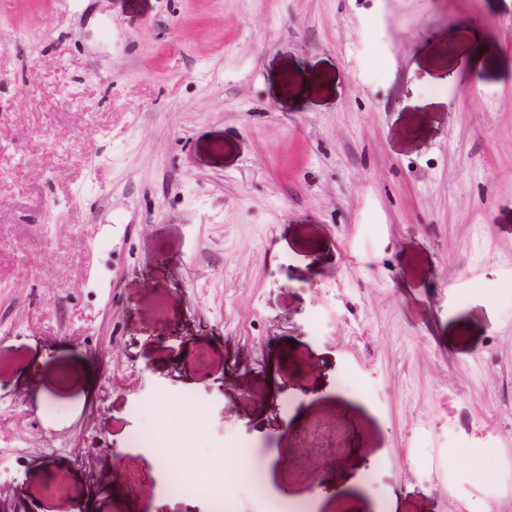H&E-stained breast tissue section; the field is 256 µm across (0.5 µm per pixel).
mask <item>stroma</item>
Returning a JSON list of instances; mask_svg holds the SVG:
<instances>
[{"label":"stroma","instance_id":"obj_1","mask_svg":"<svg viewBox=\"0 0 512 512\" xmlns=\"http://www.w3.org/2000/svg\"><path fill=\"white\" fill-rule=\"evenodd\" d=\"M152 426L215 512H512V0H0V512H150Z\"/></svg>","mask_w":512,"mask_h":512}]
</instances>
